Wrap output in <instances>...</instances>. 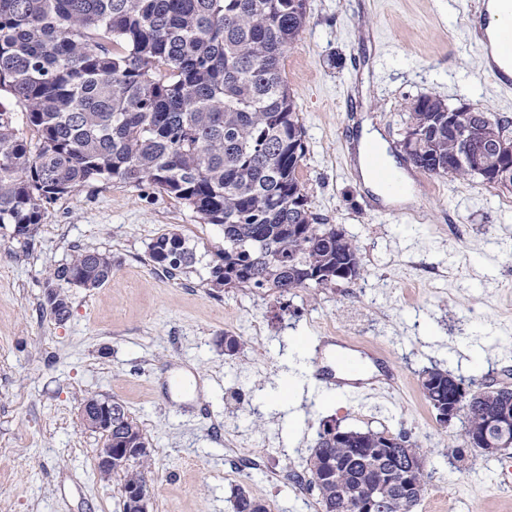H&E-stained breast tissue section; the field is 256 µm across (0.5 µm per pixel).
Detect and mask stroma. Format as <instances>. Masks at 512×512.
Wrapping results in <instances>:
<instances>
[{
    "mask_svg": "<svg viewBox=\"0 0 512 512\" xmlns=\"http://www.w3.org/2000/svg\"><path fill=\"white\" fill-rule=\"evenodd\" d=\"M477 0H308L283 77L304 127L298 176L319 223L351 235L354 285L280 296L205 286L219 227L148 187L94 181L52 202L31 237L0 225V512H123V477L101 479L100 434L80 406L122 401L152 448L151 512H233L245 487L269 512H319L293 483L326 421L402 433L426 454L413 512H512V448L458 461L462 421L441 428L420 384L431 367L512 387V191L479 176L419 175L400 142L416 99L436 95L512 121V89L481 62ZM415 179L416 212L362 192L364 123ZM177 231L190 272L157 276L147 246ZM110 253L102 287L68 289L69 314L44 304L51 268L76 250ZM240 339L225 355L224 334ZM372 354L395 387L348 400L313 374L324 338ZM244 458L259 468L239 471Z\"/></svg>",
    "mask_w": 512,
    "mask_h": 512,
    "instance_id": "stroma-1",
    "label": "stroma"
}]
</instances>
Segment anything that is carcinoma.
I'll use <instances>...</instances> for the list:
<instances>
[{"label": "carcinoma", "instance_id": "obj_1", "mask_svg": "<svg viewBox=\"0 0 512 512\" xmlns=\"http://www.w3.org/2000/svg\"><path fill=\"white\" fill-rule=\"evenodd\" d=\"M307 23V0H0V91L22 108L30 136L0 108V224L27 236L47 205L91 181L147 183L185 204L202 224L221 227L224 249L208 264L211 288H254L281 296L298 288L352 284L358 247L334 224H320L299 181L303 125L282 64ZM509 121L439 97L418 98L410 113L409 160L437 176L512 189ZM459 142V157L448 145ZM149 261L175 276L196 256L170 231L148 246ZM112 256L80 250L50 272L52 314L68 313L67 285L96 289L112 278ZM432 368L421 379L432 408L456 384ZM112 447L148 440L127 407ZM490 403L458 400L476 421ZM384 432L348 431L343 452L318 437L310 484L320 512H346L366 483L381 484L386 512L406 508L394 473L400 450L377 451ZM151 456L122 471L125 488L149 472ZM235 512H269L239 487Z\"/></svg>", "mask_w": 512, "mask_h": 512}]
</instances>
